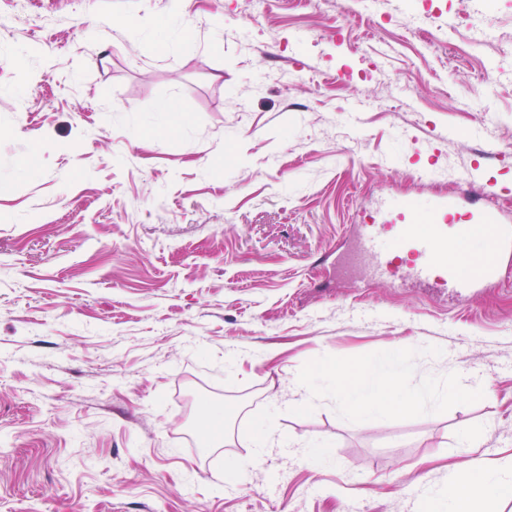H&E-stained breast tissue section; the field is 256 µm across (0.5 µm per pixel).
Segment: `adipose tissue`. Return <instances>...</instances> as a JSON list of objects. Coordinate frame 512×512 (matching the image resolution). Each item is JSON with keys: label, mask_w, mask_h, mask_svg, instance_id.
Wrapping results in <instances>:
<instances>
[{"label": "adipose tissue", "mask_w": 512, "mask_h": 512, "mask_svg": "<svg viewBox=\"0 0 512 512\" xmlns=\"http://www.w3.org/2000/svg\"><path fill=\"white\" fill-rule=\"evenodd\" d=\"M378 364H369L358 372L343 370L336 374V395L351 404L362 423L386 415L411 400L399 387L396 378H384ZM512 492V464L488 468L483 459H473L462 473L449 477L442 490L425 495L422 505L444 506L446 512H479V504H491Z\"/></svg>", "instance_id": "adipose-tissue-1"}]
</instances>
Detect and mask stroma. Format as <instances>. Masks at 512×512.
<instances>
[{"mask_svg":"<svg viewBox=\"0 0 512 512\" xmlns=\"http://www.w3.org/2000/svg\"><path fill=\"white\" fill-rule=\"evenodd\" d=\"M350 3L0 0V512H413L470 430L512 457V253L471 301L338 273L385 196L512 189V0ZM392 356L420 403L361 424L333 373Z\"/></svg>","mask_w":512,"mask_h":512,"instance_id":"35a3bbf8","label":"stroma"}]
</instances>
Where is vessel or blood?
I'll list each match as a JSON object with an SVG mask.
<instances>
[{"mask_svg": "<svg viewBox=\"0 0 512 512\" xmlns=\"http://www.w3.org/2000/svg\"><path fill=\"white\" fill-rule=\"evenodd\" d=\"M467 184L472 207L466 211L451 198H388L360 233L375 271L405 273L462 301L493 283L499 258L512 252V226L490 206L501 194L496 183L473 171Z\"/></svg>", "mask_w": 512, "mask_h": 512, "instance_id": "b4317fda", "label": "vessel or blood"}]
</instances>
